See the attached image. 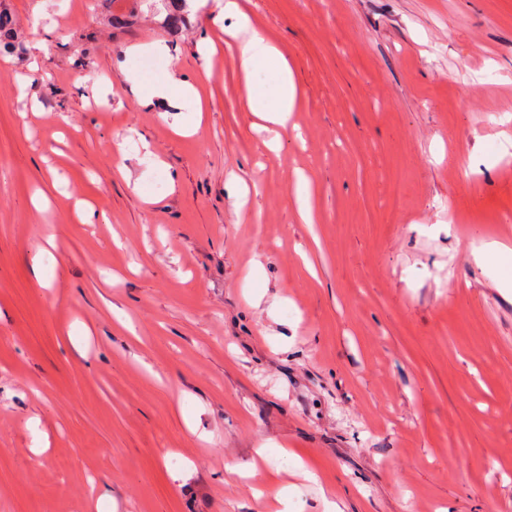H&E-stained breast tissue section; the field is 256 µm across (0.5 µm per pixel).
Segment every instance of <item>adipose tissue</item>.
<instances>
[{
  "mask_svg": "<svg viewBox=\"0 0 512 512\" xmlns=\"http://www.w3.org/2000/svg\"><path fill=\"white\" fill-rule=\"evenodd\" d=\"M218 18L230 19L226 34L240 49L239 68L244 77H251L258 68L268 71L275 80L273 93L249 88L247 109L263 123L265 128L282 132L288 128L294 112L298 88L282 51L253 27L251 18L239 0H218Z\"/></svg>",
  "mask_w": 512,
  "mask_h": 512,
  "instance_id": "1",
  "label": "adipose tissue"
}]
</instances>
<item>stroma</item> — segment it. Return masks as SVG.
<instances>
[{"instance_id":"35a3bbf8","label":"stroma","mask_w":512,"mask_h":512,"mask_svg":"<svg viewBox=\"0 0 512 512\" xmlns=\"http://www.w3.org/2000/svg\"><path fill=\"white\" fill-rule=\"evenodd\" d=\"M242 2L274 151L216 0H0V512H512V0ZM218 12L214 21L223 23L224 18H232L224 33L239 44V68L245 82L250 83L251 75L257 68L268 71L275 80L274 91L267 95L264 91L248 87L247 109L263 123L265 129L276 131L273 139L277 146L280 132L288 130L291 112H295L298 88L290 67L282 51L253 27L251 18L238 0H218ZM131 82L137 88L144 99L151 102L153 99L172 102L174 99H189L200 104V97L194 85L178 76L176 68L166 71L164 75L155 79L148 87H144L143 82L132 76ZM309 182L307 179L299 174L296 180V192L294 202L297 212L302 222L305 224L313 223V214L309 205Z\"/></svg>"}]
</instances>
